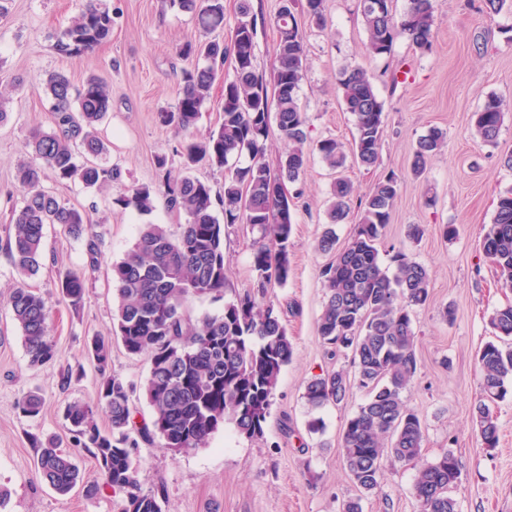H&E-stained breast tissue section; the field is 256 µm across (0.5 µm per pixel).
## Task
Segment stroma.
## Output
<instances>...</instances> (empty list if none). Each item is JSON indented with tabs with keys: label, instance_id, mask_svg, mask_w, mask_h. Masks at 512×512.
I'll return each instance as SVG.
<instances>
[{
	"label": "stroma",
	"instance_id": "1",
	"mask_svg": "<svg viewBox=\"0 0 512 512\" xmlns=\"http://www.w3.org/2000/svg\"><path fill=\"white\" fill-rule=\"evenodd\" d=\"M86 0H7L0 17V82L16 84L0 124V489L8 494L5 512H116L110 489L89 499L81 489L56 494L41 478L31 435L56 437L63 450L76 452L65 406L73 401L95 403L99 373L84 354L93 334L109 335L114 311L111 266L134 244L144 222L167 225L179 234L184 215L156 198L148 216L115 206L114 198L131 187L153 186L166 176H181L174 148V129L160 125L156 114L172 107L177 77L186 60L177 49L196 33L190 13L170 7L168 0H103L114 24L111 38L93 52L65 57L55 49L58 33L84 7ZM357 0H325V28L308 18L300 23L306 35L307 65L300 101L307 114L310 142L333 137L351 144L354 118L346 112L337 83L347 65L364 67L384 102L386 127L375 167L348 165L356 197L365 196L388 173L399 178L398 196L379 246L385 266L394 249L429 270L432 301L413 314L417 334L418 372L405 398L425 421L424 454L434 458L453 450L460 477L453 496L458 512H512V390L493 405L499 445L482 448L471 415L480 397L477 355L494 340L489 325L493 311L512 303V290L500 287L491 263L480 252L485 224L491 223L500 195L512 191V169L503 164L512 154V14L488 18L481 0H436L433 46L420 53L406 39H397L391 55L372 59L364 54L366 32L356 12ZM61 71L74 84L90 75L104 78L112 90V110L97 130L109 146L106 163L116 169L112 183L87 189L77 182L46 179L45 188L81 209L100 234V269L87 283L80 309L60 298L57 270H83L88 264L85 240L46 231L45 251L56 265L45 266L28 279L51 310L50 336L58 357L42 368L28 365L22 337L11 320L5 299L17 279L4 248L11 211L22 193L15 170L26 159L25 143L32 128L52 130L54 115L45 91L48 75ZM500 96L506 114L496 142L485 143L472 132V115L488 95ZM446 132L447 145L434 155L421 175L410 171L417 140L430 128ZM166 156L158 168L157 156ZM333 175L318 154L288 192L298 193L294 212L291 271L284 286L266 289L261 302H274L292 339L294 355L282 371L263 438L251 440L225 424L205 448L175 454L161 439L139 444V481L143 490L164 485L163 512H340L357 490L340 454L346 420L364 402L366 393L351 388L344 401L321 409L323 432L307 429L310 418L304 385L311 377L349 367L345 356L331 357L318 332L324 302L322 268L332 253L318 243L327 228L346 242L351 224L330 225ZM433 205H426V197ZM425 233L413 242L409 225ZM453 224L455 239L440 228ZM253 235L235 228L224 241L228 293L252 290ZM73 372L62 386L64 369ZM109 370L132 384L136 428L151 426L153 411L139 387L149 372L146 356L129 354L113 342ZM38 393L43 408L37 418L16 408L26 393ZM83 481L99 479L96 460L76 452ZM415 471L391 460L382 462L377 494L362 498L363 512H418L412 496Z\"/></svg>",
	"mask_w": 512,
	"mask_h": 512
}]
</instances>
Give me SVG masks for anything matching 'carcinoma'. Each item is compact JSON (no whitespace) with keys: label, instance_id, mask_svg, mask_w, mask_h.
Wrapping results in <instances>:
<instances>
[{"label":"carcinoma","instance_id":"obj_1","mask_svg":"<svg viewBox=\"0 0 512 512\" xmlns=\"http://www.w3.org/2000/svg\"><path fill=\"white\" fill-rule=\"evenodd\" d=\"M170 2L192 14L207 34L224 28V0ZM324 10V0H281L273 17L277 43L271 81L282 87L277 95L269 94L266 79L257 70V27L265 24V18L253 12L251 0H240L230 42L191 37L179 47L180 56L197 63L182 70L176 103L158 112L157 120L183 134L176 153L185 174L168 177L155 189L135 187L114 203L148 215L160 193L170 209L185 216V223L176 237L163 224L142 225L133 247L112 265L117 300L113 337L96 335L87 344V355L100 374L98 399L94 405L73 402L65 409L75 447L85 449L99 465L103 483L85 485L89 498L104 486L123 494L121 512H163L164 487L141 488L139 440L157 435L166 448L182 454L206 447L226 423L249 439L265 434L280 374L292 359V341L274 305L262 307L249 293L225 299L224 233L245 224L258 234L252 244L256 287L263 290L288 281L296 204L276 188L298 181L310 158L307 117L299 100L307 45L296 12L322 27ZM359 10L368 56L391 54L399 37L422 53L430 49L433 0H408L401 13L394 10L393 0H359ZM505 10L512 12V0H483V11L491 19ZM112 24V12L89 0L57 35L55 48L67 57L90 52L111 37ZM236 56L242 61L234 67L232 79L224 81L223 120L207 136L197 138L193 129L221 78L224 60ZM339 85L345 110L354 117L351 154L331 137L315 145L322 161L337 174L328 209L332 224L345 222L351 212L353 187L342 175L347 159L367 169L374 167L385 130L384 103L366 69L344 67ZM46 93L56 129L29 132L30 158L15 173L22 203L12 211L5 243L19 277L6 305L33 369L57 356L48 333L49 306L25 284L45 266L46 227L57 225L73 238L86 239L89 270L98 268L95 225L87 223L82 210L47 191L43 181L50 174L59 182L78 181L93 189L114 177L113 169L101 163L108 146L96 129L112 110L108 84L91 76L77 89L66 75L54 73L47 79ZM505 112L499 96H487L474 113L475 135L486 143L495 141ZM273 123L288 140V152L275 171L266 161ZM445 143L442 130H429L416 143L411 172L422 174ZM201 162L223 174L221 191L190 174ZM398 188L395 175L380 178L360 201L358 221L347 243L337 246L331 230L319 241V248L334 252V258L321 270L326 300L318 332L331 355L350 357L353 373L339 369L314 377L307 382L304 397L316 411L341 403L353 385L367 392L364 403L347 419L342 436L344 469L359 492L342 504V512H362L361 496L380 490L386 458L416 470L412 495L419 512H457L451 491L460 475L458 459L450 450L425 458L423 421L404 399L418 371L412 313L430 303L432 292L423 264L399 251L391 271L379 257L378 244ZM481 250L501 286L511 289L512 192L499 196L493 221L485 225ZM86 284L84 273L59 274V293L75 309L82 304ZM191 297L222 300L223 310L194 317L184 309ZM490 324L497 341L486 343L479 353L481 399L472 422L484 447L495 448L498 426L490 404L506 396V382L512 377V304L496 309ZM114 338L128 353L145 354L149 360L141 391L153 410L152 429L135 435L130 428L131 388L107 373ZM42 406L37 393L18 402L26 417L38 416ZM100 412L109 422L106 431L96 422ZM33 446L44 481L57 494L68 495L80 481L74 457L51 438L36 437Z\"/></svg>","mask_w":512,"mask_h":512}]
</instances>
